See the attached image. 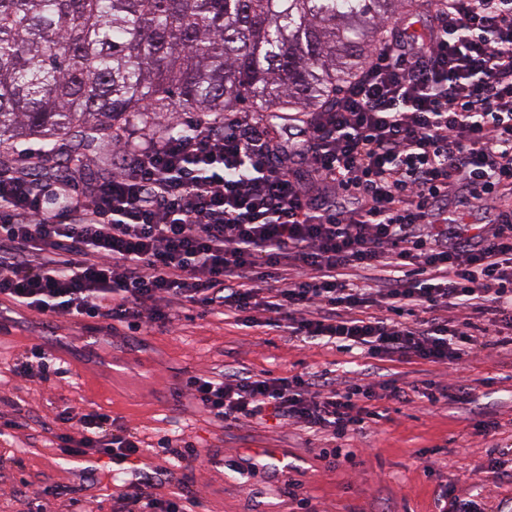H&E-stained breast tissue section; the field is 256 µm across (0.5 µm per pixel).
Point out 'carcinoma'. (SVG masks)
I'll return each mask as SVG.
<instances>
[{"label": "carcinoma", "mask_w": 512, "mask_h": 512, "mask_svg": "<svg viewBox=\"0 0 512 512\" xmlns=\"http://www.w3.org/2000/svg\"><path fill=\"white\" fill-rule=\"evenodd\" d=\"M431 0H0V148L69 174L85 150L179 106L214 120L322 112L388 25Z\"/></svg>", "instance_id": "cac0c4a2"}]
</instances>
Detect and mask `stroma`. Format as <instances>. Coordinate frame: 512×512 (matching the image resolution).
I'll use <instances>...</instances> for the list:
<instances>
[{"mask_svg": "<svg viewBox=\"0 0 512 512\" xmlns=\"http://www.w3.org/2000/svg\"><path fill=\"white\" fill-rule=\"evenodd\" d=\"M0 421L23 425L0 436V512H30L32 497L51 488L46 512H113L120 485L153 474L158 490L193 492L196 512H300L309 499L319 512H438L448 486L478 496L484 512L512 498V478H494L492 462L512 471V345L478 336L459 376L470 402L434 405L381 401V420L352 432L343 456L328 468L324 439L275 420L227 429L182 393L191 374L239 372L284 377L328 374L340 381L393 380L408 388L448 377L445 367L419 360L381 361L366 351L323 340L306 344L288 334L246 328L216 314L182 309L171 327L133 332L95 319L76 325L43 318L0 301ZM51 348L60 375L33 381L14 364L33 345ZM96 405L145 436L149 447L128 469H84L60 460L52 443L56 416ZM498 422L492 436L479 426ZM169 437L173 453L155 443ZM194 454L179 460L177 451ZM296 498H288L289 484Z\"/></svg>", "mask_w": 512, "mask_h": 512, "instance_id": "35a3bbf8", "label": "stroma"}]
</instances>
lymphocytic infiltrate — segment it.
<instances>
[{
    "instance_id": "f902f5d3",
    "label": "lymphocytic infiltrate",
    "mask_w": 512,
    "mask_h": 512,
    "mask_svg": "<svg viewBox=\"0 0 512 512\" xmlns=\"http://www.w3.org/2000/svg\"><path fill=\"white\" fill-rule=\"evenodd\" d=\"M418 36L374 50L329 111L297 127L310 179L281 163L248 117L187 139L141 134L117 172L68 179L0 174V300L46 318L168 327L175 307L453 367L478 321L512 334V0H434ZM495 204L471 233L451 206ZM384 271L381 287L348 270ZM184 392L224 427L275 417L327 440L378 416L383 399L436 404L429 380L340 386L295 375H192ZM68 456L139 457L137 432L99 408L66 413ZM124 495L147 512H191L185 489Z\"/></svg>"
}]
</instances>
